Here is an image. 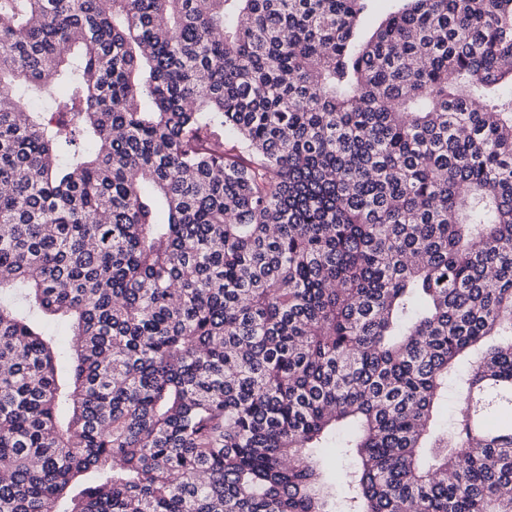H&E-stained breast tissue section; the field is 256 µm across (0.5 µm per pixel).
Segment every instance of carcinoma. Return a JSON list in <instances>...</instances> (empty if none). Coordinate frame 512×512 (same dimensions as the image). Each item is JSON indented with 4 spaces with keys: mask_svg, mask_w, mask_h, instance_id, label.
I'll return each instance as SVG.
<instances>
[{
    "mask_svg": "<svg viewBox=\"0 0 512 512\" xmlns=\"http://www.w3.org/2000/svg\"><path fill=\"white\" fill-rule=\"evenodd\" d=\"M373 2L0 0V512H512V0Z\"/></svg>",
    "mask_w": 512,
    "mask_h": 512,
    "instance_id": "cac0c4a2",
    "label": "carcinoma"
}]
</instances>
